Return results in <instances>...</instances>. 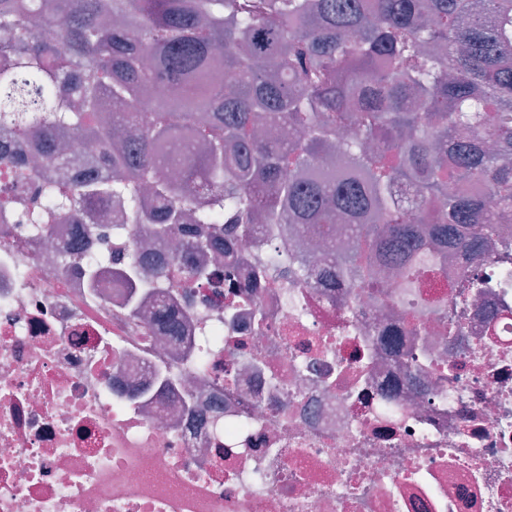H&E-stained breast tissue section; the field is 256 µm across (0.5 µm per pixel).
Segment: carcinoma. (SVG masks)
<instances>
[{
  "mask_svg": "<svg viewBox=\"0 0 512 512\" xmlns=\"http://www.w3.org/2000/svg\"><path fill=\"white\" fill-rule=\"evenodd\" d=\"M157 84L186 93L138 111ZM180 125L200 152L172 176L159 154ZM5 128L49 152H0V209L66 140L100 144L101 172L33 188L37 234L118 200L153 236H179L170 262L186 279L211 282L225 275V225L245 238L256 224L329 232L344 213L354 240L322 272L380 268L419 288L436 271L427 253L470 268L493 240L512 254L498 223L512 213V0H0ZM147 192L160 213L143 209ZM205 251L207 267L194 260ZM73 258L91 282L115 265L132 291L160 292L163 272L144 275L133 249L60 255Z\"/></svg>",
  "mask_w": 512,
  "mask_h": 512,
  "instance_id": "carcinoma-1",
  "label": "carcinoma"
}]
</instances>
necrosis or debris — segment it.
Returning <instances> with one entry per match:
<instances>
[{"label":"necrosis or debris","instance_id":"obj_1","mask_svg":"<svg viewBox=\"0 0 512 512\" xmlns=\"http://www.w3.org/2000/svg\"><path fill=\"white\" fill-rule=\"evenodd\" d=\"M335 227L241 240L233 283L170 271L133 314L113 272L89 289L57 258L74 221L7 214L0 512H512V260L489 249L464 305L459 260L421 288L294 277L354 229ZM270 249L284 267L228 312Z\"/></svg>","mask_w":512,"mask_h":512}]
</instances>
